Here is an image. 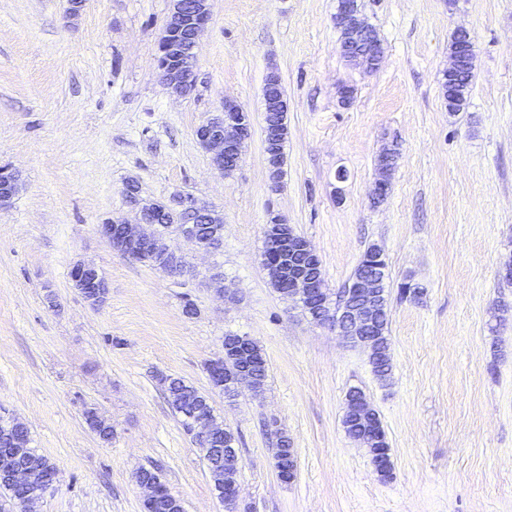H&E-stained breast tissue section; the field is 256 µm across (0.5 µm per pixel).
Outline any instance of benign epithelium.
I'll list each match as a JSON object with an SVG mask.
<instances>
[{"mask_svg": "<svg viewBox=\"0 0 512 512\" xmlns=\"http://www.w3.org/2000/svg\"><path fill=\"white\" fill-rule=\"evenodd\" d=\"M211 19L210 0H171L170 12L158 41V69L162 83L179 96L190 94L196 87V43L200 32ZM371 26L360 12L353 11L345 18V40L369 34ZM288 103L281 90V80L276 71L267 73L264 84L263 137L264 145L274 143L286 136L285 112ZM252 126L250 113L237 103L224 101V111L206 119L195 130L200 147L211 155L213 164L220 171L240 161L242 148L249 139ZM21 188L18 171L0 168V210L9 208ZM126 196L138 208L137 222L125 220L106 221L99 225L100 235L120 254L143 264H151L158 257L166 259L162 269L181 273L184 269L182 257L169 251L162 243L163 237L171 230L192 241L198 248L209 250L220 236L223 217L198 203L191 196L177 200L178 216L183 219L178 225L166 227L158 224L166 213V206L158 200H144L137 196L132 185L125 188ZM264 264L277 279L279 292L300 305L314 320L331 323L341 336L377 353L379 336L377 321L380 315L382 280L376 273H365L346 285L340 295L344 306L332 308L324 288L323 275L318 268L320 258L310 243L298 235L292 226L281 217H275L265 225ZM73 286L93 305L105 302L108 283L92 264L79 263L70 273ZM224 350L241 360L232 368L217 358L208 363L209 380L216 389H224L225 397L239 391L243 384L254 379L251 362L259 361L252 352V339L248 336L231 335L224 339ZM371 403L357 388L349 390L346 396L347 416H360L369 410ZM196 441H209L226 435L230 428L217 423L212 414L193 417ZM371 456V463L382 475L392 468L384 427L376 425L374 419L365 422L360 439ZM21 448H0V471L24 490L23 504L33 501L38 492L53 483L49 476L37 485H32L30 471L20 457Z\"/></svg>", "mask_w": 512, "mask_h": 512, "instance_id": "benign-epithelium-1", "label": "benign epithelium"}]
</instances>
